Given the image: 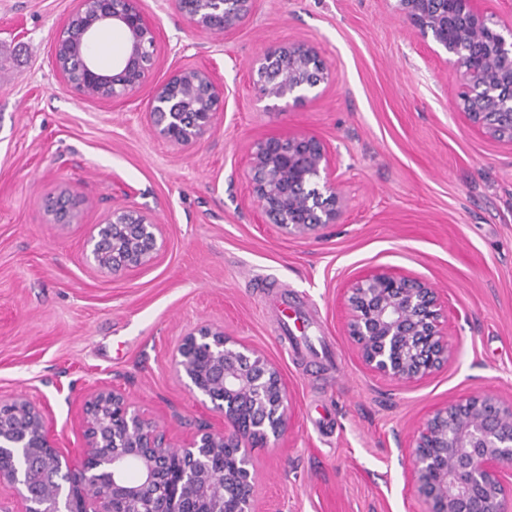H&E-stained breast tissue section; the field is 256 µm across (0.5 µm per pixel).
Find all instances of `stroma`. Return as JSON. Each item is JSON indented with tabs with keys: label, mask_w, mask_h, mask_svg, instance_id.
I'll use <instances>...</instances> for the list:
<instances>
[{
	"label": "stroma",
	"mask_w": 512,
	"mask_h": 512,
	"mask_svg": "<svg viewBox=\"0 0 512 512\" xmlns=\"http://www.w3.org/2000/svg\"><path fill=\"white\" fill-rule=\"evenodd\" d=\"M77 0H0V402L44 406L57 446L79 458L83 408L121 391L171 446L224 418L177 378L184 334L222 326L262 352L288 388L289 427L251 448L258 512H424L409 470L434 409L474 394L512 400V147L455 109L456 80L391 0H256L233 34L192 26L174 0H139L156 61L128 97L74 92L52 64ZM304 42L332 78L301 107L269 112L253 78L268 50ZM186 66L224 86L216 126L178 152L147 126L158 85ZM323 140L347 206L305 237L262 223L248 180L255 144ZM67 190L72 224L49 197ZM163 229L155 261L117 274L84 245L112 209ZM436 288L451 355L413 383L362 362L346 332V290L375 272ZM316 324L293 355L274 306Z\"/></svg>",
	"instance_id": "35a3bbf8"
}]
</instances>
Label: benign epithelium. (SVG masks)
Listing matches in <instances>:
<instances>
[{
	"mask_svg": "<svg viewBox=\"0 0 512 512\" xmlns=\"http://www.w3.org/2000/svg\"><path fill=\"white\" fill-rule=\"evenodd\" d=\"M481 0H397L396 11L415 34L432 39L455 67V107L483 133L512 144V20L483 11ZM255 0H176L195 27L236 31ZM82 19L83 38L67 41L70 23ZM108 27L125 35V53L110 71L89 64L90 46ZM156 27L136 0H79L54 42L52 63L79 93L104 87L101 99L140 87L155 62ZM81 60L85 82H76L61 53ZM258 82L265 109L303 106L320 97L331 78L325 61L306 43L266 52ZM224 86L201 67L177 71L154 92L151 130L185 149L215 128ZM248 177L261 220L288 235H309L341 216L346 200L336 182L326 144L313 136H271L257 142ZM57 223L73 218L69 196L50 206ZM163 231L133 207L112 210L89 235L87 263L120 272L151 263ZM346 330L364 364L403 383L425 378L448 363V337L435 288L411 276L379 272L347 291ZM172 366L195 396L224 414V431L202 430L179 452L158 426L132 410L124 394L102 388L85 404L86 445L74 461L57 450L43 409L26 397L0 403V485L10 487L20 512H256L254 475L247 448L278 440L288 430V394L278 368L258 351L205 325L187 332ZM224 457V467L201 466ZM411 475L427 512H509L512 502V402L472 396L434 410L414 437ZM135 468L134 481L126 478Z\"/></svg>",
	"mask_w": 512,
	"mask_h": 512,
	"instance_id": "1",
	"label": "benign epithelium"
}]
</instances>
